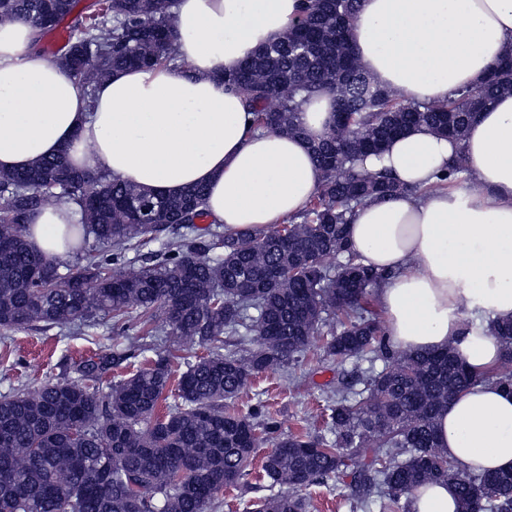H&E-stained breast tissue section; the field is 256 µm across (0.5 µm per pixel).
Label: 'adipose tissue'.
Instances as JSON below:
<instances>
[{"label":"adipose tissue","instance_id":"obj_1","mask_svg":"<svg viewBox=\"0 0 512 512\" xmlns=\"http://www.w3.org/2000/svg\"><path fill=\"white\" fill-rule=\"evenodd\" d=\"M303 0H178L179 65L114 72L94 93L37 54L31 30L0 24V170L66 151L79 171L104 173L165 195L203 184L226 231L266 229L300 213L319 173L308 148L336 119L324 91L298 114L304 136L257 131L242 94L220 77L301 17ZM349 40L371 80L417 105L479 87L512 49V0H359ZM465 159V187L432 190ZM370 167L404 193L356 207L348 238L359 262L383 275L375 302L393 348L454 347L482 379L438 415L439 447L471 472L512 469V392L489 383L512 320V93L490 100L463 139L428 127L393 140ZM80 207L31 215V248L63 261Z\"/></svg>","mask_w":512,"mask_h":512}]
</instances>
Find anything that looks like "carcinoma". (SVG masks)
I'll return each mask as SVG.
<instances>
[{
  "mask_svg": "<svg viewBox=\"0 0 512 512\" xmlns=\"http://www.w3.org/2000/svg\"><path fill=\"white\" fill-rule=\"evenodd\" d=\"M306 16L280 41L247 59L226 84L244 95L257 130L301 135L302 105L336 95L345 116L310 142L320 173L315 194L291 220L268 230L227 232L209 217L204 185L161 195L117 176L81 173L65 153L21 171H0V329H71L102 314L112 328L135 330L126 345L75 367L77 379L0 397V512H209L226 487L249 485L255 448L272 449L263 471L285 491L255 512H307L298 491L346 466L342 450L364 462L351 496L363 509L409 512L417 487L444 482L457 512H512V470L471 473L443 454L435 419L480 382L448 346L392 349L369 296L381 274L355 263L347 236L355 206L404 188L363 161L407 129L425 125L459 139L494 96L512 93V55L478 89L435 107L407 104L356 64L346 32L358 0H307ZM0 0V23L30 26L34 45L65 19L67 40L54 61L88 92L113 72L177 64L176 0ZM360 136L345 137L346 128ZM81 208L83 237L112 247L86 252L74 272L29 248L28 216L54 202ZM161 244L154 263L127 271V253ZM338 327L326 354L380 361L379 370L336 386L330 430L286 434L265 406L226 405L259 373L287 365L320 334ZM168 345L108 390L97 384L122 363ZM503 344L489 379L512 391V320L494 325ZM207 355L175 373L182 344ZM174 391L178 403L159 407Z\"/></svg>",
  "mask_w": 512,
  "mask_h": 512,
  "instance_id": "cac0c4a2",
  "label": "carcinoma"
}]
</instances>
